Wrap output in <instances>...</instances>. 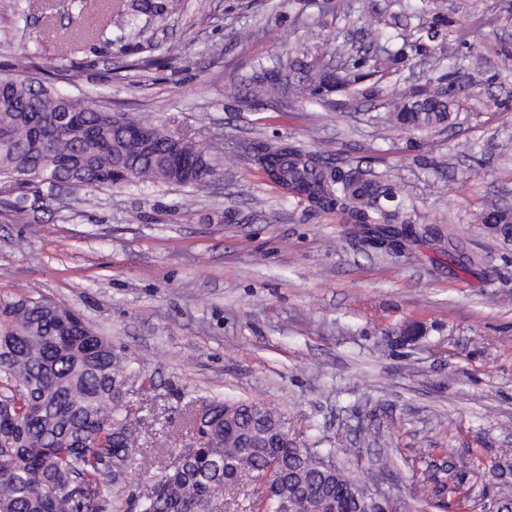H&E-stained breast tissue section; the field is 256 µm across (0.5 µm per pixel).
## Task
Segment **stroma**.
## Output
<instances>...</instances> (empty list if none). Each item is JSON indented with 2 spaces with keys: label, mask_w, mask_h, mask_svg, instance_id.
<instances>
[{
  "label": "stroma",
  "mask_w": 512,
  "mask_h": 512,
  "mask_svg": "<svg viewBox=\"0 0 512 512\" xmlns=\"http://www.w3.org/2000/svg\"><path fill=\"white\" fill-rule=\"evenodd\" d=\"M123 3L0 8V78L100 100L192 140L221 172L184 188L0 181V298L76 309L153 381L132 398V478L101 512H130L168 447L199 446L184 420L194 398L262 402L301 446L328 437L346 472L404 512H481L493 465L512 462V243L482 222L489 205L512 209V0H179L125 39L112 24ZM421 8L449 26L392 64L398 27ZM97 22L103 35L73 38ZM488 23L478 67L438 62L474 53L459 34ZM272 58L281 90L255 97ZM298 62L364 78L313 102L291 90ZM438 77L455 90L447 126L372 123L392 91ZM282 140L390 177L429 235L373 243L287 193L251 160ZM447 475L474 501L422 484Z\"/></svg>",
  "instance_id": "35a3bbf8"
}]
</instances>
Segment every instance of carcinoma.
I'll use <instances>...</instances> for the list:
<instances>
[{
    "label": "carcinoma",
    "instance_id": "1",
    "mask_svg": "<svg viewBox=\"0 0 512 512\" xmlns=\"http://www.w3.org/2000/svg\"><path fill=\"white\" fill-rule=\"evenodd\" d=\"M174 0H133L126 24L139 15L164 18ZM262 67L257 93L279 87V67ZM347 77L327 70L306 76L300 94L315 97ZM454 89L439 87L416 100L394 96L384 119L411 131H429L449 119ZM83 115L75 133L60 119L66 111ZM112 113L90 101L72 100L40 84L0 78V127L13 138L0 140V178L17 183L21 170L40 166L53 174L51 160L71 155L66 173L84 186L115 187L162 183L194 186L210 180L216 167L196 145L156 126L126 120L136 133L113 128ZM137 163V173L122 174L121 161ZM254 164L290 194L323 210H334L347 224L390 245L414 239L425 230L412 224L404 203L383 210L382 194L396 186L344 171L323 155L280 141L255 148ZM43 298H0V512H94L103 491L124 487L137 442L126 433V391L136 385L130 367L114 353L112 341L98 335L75 313L63 319ZM203 425L214 431L193 453L175 448L155 475L152 495L136 500L138 512H220L224 477L236 468L271 472L273 487L291 494L293 512H310L311 500L329 496L343 469L330 470L336 449L326 437L304 448L287 441L266 447L255 429L251 446L237 447L236 432L253 421L249 410L224 418V402L209 401ZM470 499L463 485L448 478L434 489Z\"/></svg>",
    "mask_w": 512,
    "mask_h": 512
}]
</instances>
